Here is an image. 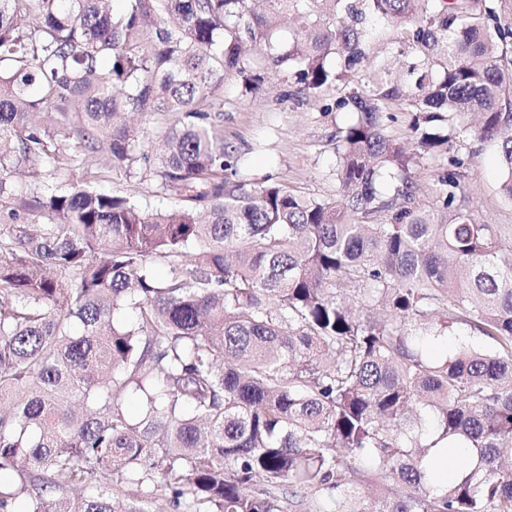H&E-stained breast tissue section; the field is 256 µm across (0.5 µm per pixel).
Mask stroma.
Segmentation results:
<instances>
[{
  "instance_id": "obj_1",
  "label": "stroma",
  "mask_w": 512,
  "mask_h": 512,
  "mask_svg": "<svg viewBox=\"0 0 512 512\" xmlns=\"http://www.w3.org/2000/svg\"><path fill=\"white\" fill-rule=\"evenodd\" d=\"M216 103L224 111V139L244 155L250 180L285 183L314 198L335 197L332 136L351 124L355 113L320 111L318 104L298 95L294 81L277 76L256 96L240 95L234 82H226L217 92ZM452 154L464 161L460 180L471 209L485 223L512 228V201L499 191L495 148L473 143L453 147ZM447 167L444 156L413 161L408 175L417 186L420 205L433 203L438 179ZM98 186L115 193H136L158 207L174 204L159 193L154 177L137 169L104 166Z\"/></svg>"
}]
</instances>
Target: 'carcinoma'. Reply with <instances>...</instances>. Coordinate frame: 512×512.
<instances>
[{"label": "carcinoma", "mask_w": 512, "mask_h": 512, "mask_svg": "<svg viewBox=\"0 0 512 512\" xmlns=\"http://www.w3.org/2000/svg\"><path fill=\"white\" fill-rule=\"evenodd\" d=\"M255 2L0 0V206L29 212L0 225V512H155L158 475L181 512H283L285 488L313 512H512V233L464 203L454 156L416 206L384 124L398 103L420 155L494 146L512 200V0ZM270 75L357 113L336 198L239 176L213 92ZM125 112L177 121L151 156ZM105 159L176 207L96 188ZM456 325L491 350L430 361Z\"/></svg>", "instance_id": "1"}]
</instances>
